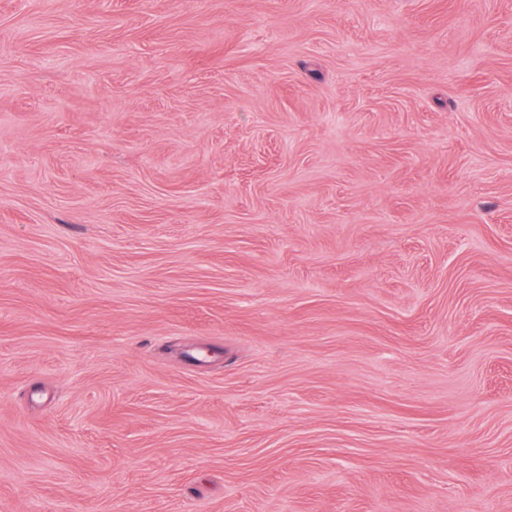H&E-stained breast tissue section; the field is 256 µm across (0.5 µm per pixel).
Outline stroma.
Segmentation results:
<instances>
[{
  "label": "stroma",
  "mask_w": 512,
  "mask_h": 512,
  "mask_svg": "<svg viewBox=\"0 0 512 512\" xmlns=\"http://www.w3.org/2000/svg\"><path fill=\"white\" fill-rule=\"evenodd\" d=\"M0 512H512V0H0Z\"/></svg>",
  "instance_id": "1"
}]
</instances>
